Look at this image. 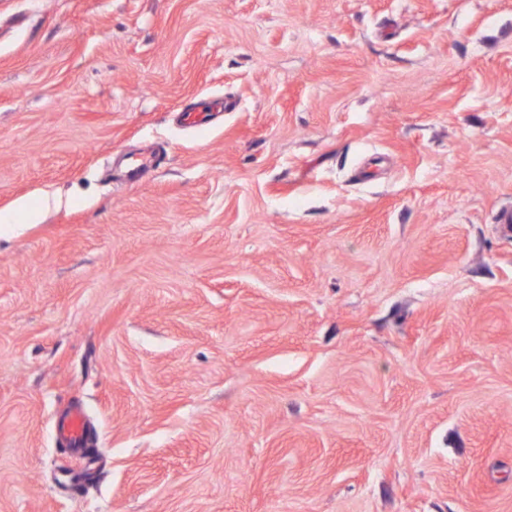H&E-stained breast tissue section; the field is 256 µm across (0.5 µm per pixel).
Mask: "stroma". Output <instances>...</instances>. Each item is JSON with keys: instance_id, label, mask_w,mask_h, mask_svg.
Listing matches in <instances>:
<instances>
[{"instance_id": "obj_1", "label": "stroma", "mask_w": 512, "mask_h": 512, "mask_svg": "<svg viewBox=\"0 0 512 512\" xmlns=\"http://www.w3.org/2000/svg\"><path fill=\"white\" fill-rule=\"evenodd\" d=\"M503 209L512 0H0V512H512ZM85 417L82 409L72 411L64 424L69 446L73 451L81 452L86 441Z\"/></svg>"}]
</instances>
